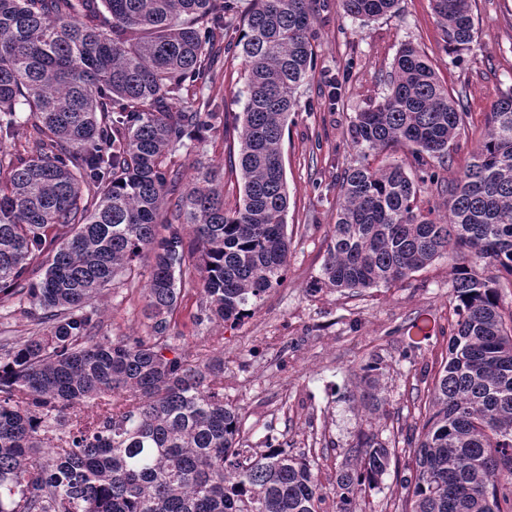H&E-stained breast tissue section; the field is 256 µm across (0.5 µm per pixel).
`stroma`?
Listing matches in <instances>:
<instances>
[{"mask_svg":"<svg viewBox=\"0 0 512 512\" xmlns=\"http://www.w3.org/2000/svg\"><path fill=\"white\" fill-rule=\"evenodd\" d=\"M473 10L475 40L470 49L455 53L445 48L431 0H399L393 13L366 24L344 15L337 0H325L314 21V68L298 92L299 106L288 118L281 146L291 240L286 278L240 325L194 327L190 316L200 302L194 290L174 317L186 350L222 337L224 400L239 409L249 444L257 447L268 438L287 442L293 453L314 456L324 480L350 461L348 450L361 423V365L377 361L383 372L385 403L373 431L404 440L423 423L427 389L446 357L448 332L457 320L448 302L443 259L392 288L308 292L326 258L340 175L359 159L347 132L357 112L386 95L399 48L414 44L429 57L443 85L467 92V128L439 170L445 179H454L471 162L493 102L512 90V0H475ZM243 84L241 59L223 54L214 80L201 93L213 111L239 112ZM237 150L236 133L225 132L219 121L200 145L176 148L171 159L187 168L201 156L223 167L224 205L231 208L241 187L239 168L229 162ZM149 272L144 261L135 282L116 278L105 297L101 334L144 333ZM418 315L431 318L435 331L405 359L401 327ZM403 499L390 472L362 494L357 512H401Z\"/></svg>","mask_w":512,"mask_h":512,"instance_id":"35a3bbf8","label":"stroma"}]
</instances>
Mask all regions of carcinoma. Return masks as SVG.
<instances>
[{"mask_svg":"<svg viewBox=\"0 0 512 512\" xmlns=\"http://www.w3.org/2000/svg\"><path fill=\"white\" fill-rule=\"evenodd\" d=\"M397 2L339 6L366 22ZM432 2L447 48H469L474 0ZM316 6L252 0L227 46L246 71L243 111L224 113L242 179L229 212L221 167L197 160L185 184L168 155L219 119L197 90L236 0H0V139L25 135L23 151L0 154V308L17 304L35 325L22 341L0 336V512H320L328 498L355 512L389 470L398 445L372 431L326 484L304 454L243 447L241 414L224 404L222 338L191 353L171 333L189 288L196 325L235 326L284 279L281 141L312 68ZM465 98L415 46L399 49L387 94L349 129L364 160L343 171L322 276L308 285L391 287L448 260L458 319L407 439L403 512H512V309L500 296L512 286V91L454 181L425 169L451 158ZM395 145L418 175L366 161ZM424 189L447 194V212L422 210ZM145 253V334L98 335L103 292ZM432 330L411 320L401 357ZM361 370L374 413L380 367Z\"/></svg>","mask_w":512,"mask_h":512,"instance_id":"obj_1","label":"carcinoma"}]
</instances>
